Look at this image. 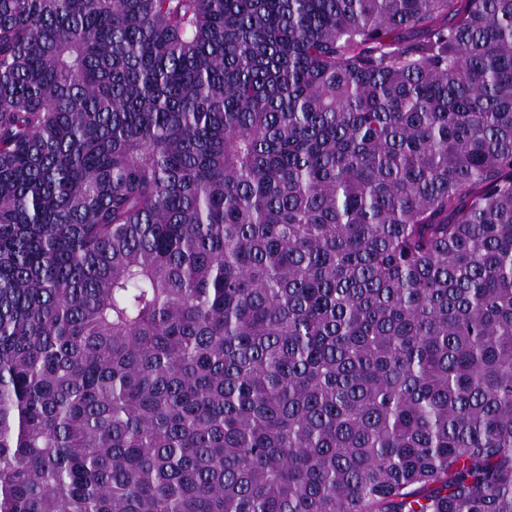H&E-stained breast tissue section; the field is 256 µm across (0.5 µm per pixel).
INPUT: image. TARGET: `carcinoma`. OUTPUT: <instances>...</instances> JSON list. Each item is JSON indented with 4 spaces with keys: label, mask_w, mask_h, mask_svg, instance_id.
<instances>
[{
    "label": "carcinoma",
    "mask_w": 512,
    "mask_h": 512,
    "mask_svg": "<svg viewBox=\"0 0 512 512\" xmlns=\"http://www.w3.org/2000/svg\"><path fill=\"white\" fill-rule=\"evenodd\" d=\"M0 512H512V0H0Z\"/></svg>",
    "instance_id": "obj_1"
}]
</instances>
